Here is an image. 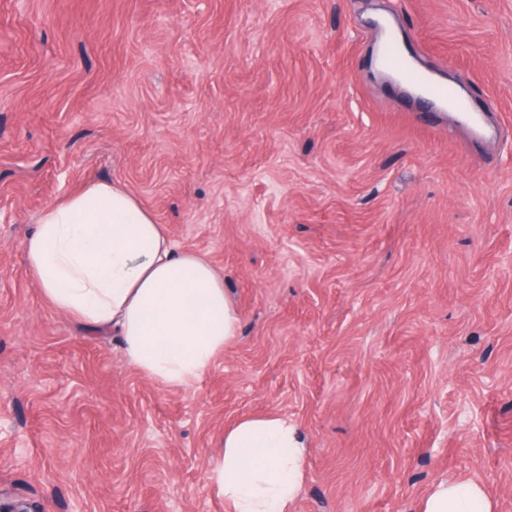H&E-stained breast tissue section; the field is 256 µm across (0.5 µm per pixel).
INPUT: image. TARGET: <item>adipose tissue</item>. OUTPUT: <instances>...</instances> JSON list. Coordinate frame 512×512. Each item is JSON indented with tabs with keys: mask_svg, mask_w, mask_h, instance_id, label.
Masks as SVG:
<instances>
[{
	"mask_svg": "<svg viewBox=\"0 0 512 512\" xmlns=\"http://www.w3.org/2000/svg\"><path fill=\"white\" fill-rule=\"evenodd\" d=\"M23 250L48 305L87 330H117L128 362L168 388L200 380L238 334L234 301L210 260L179 249L118 183L91 180L45 205ZM217 446L208 480L230 512H288L305 476L303 437L288 417L243 416ZM421 512H494V504L476 480H443Z\"/></svg>",
	"mask_w": 512,
	"mask_h": 512,
	"instance_id": "adipose-tissue-1",
	"label": "adipose tissue"
}]
</instances>
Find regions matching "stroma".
<instances>
[{
  "mask_svg": "<svg viewBox=\"0 0 512 512\" xmlns=\"http://www.w3.org/2000/svg\"><path fill=\"white\" fill-rule=\"evenodd\" d=\"M388 18L500 128L428 124ZM208 256L240 318L173 390L48 307L22 244L87 181ZM303 435L291 512H512V0H0V506L228 512L224 430ZM421 512H494V504L476 480H443L427 494Z\"/></svg>",
  "mask_w": 512,
  "mask_h": 512,
  "instance_id": "obj_1",
  "label": "stroma"
}]
</instances>
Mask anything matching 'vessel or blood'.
<instances>
[{
	"instance_id": "vessel-or-blood-1",
	"label": "vessel or blood",
	"mask_w": 512,
	"mask_h": 512,
	"mask_svg": "<svg viewBox=\"0 0 512 512\" xmlns=\"http://www.w3.org/2000/svg\"><path fill=\"white\" fill-rule=\"evenodd\" d=\"M380 28L374 53L377 69L409 94L422 99L430 112L454 113L460 124L469 126L474 133H481V116L473 110L468 97L454 85L424 69L391 22L381 23Z\"/></svg>"
}]
</instances>
